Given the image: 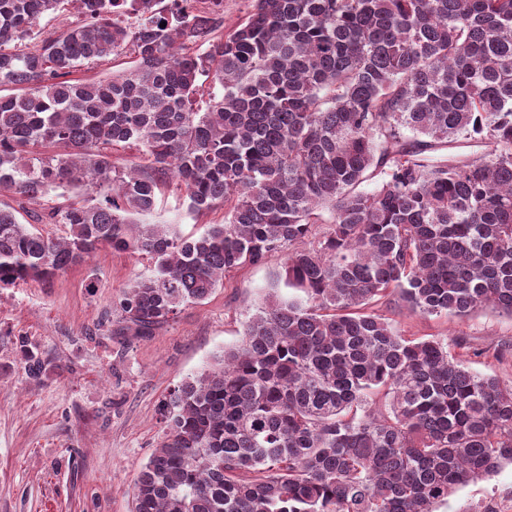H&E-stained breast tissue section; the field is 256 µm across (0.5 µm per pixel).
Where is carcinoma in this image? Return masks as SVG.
I'll return each instance as SVG.
<instances>
[{"instance_id":"1","label":"carcinoma","mask_w":512,"mask_h":512,"mask_svg":"<svg viewBox=\"0 0 512 512\" xmlns=\"http://www.w3.org/2000/svg\"><path fill=\"white\" fill-rule=\"evenodd\" d=\"M64 2L0 0V289L108 245L151 263L114 330L146 337L283 257L240 342L163 403L132 512H437L512 464V385L382 311L512 317V0H251L223 32L212 0H139L128 25L76 0L37 34ZM463 141L486 151L445 153ZM172 183L224 223L166 222Z\"/></svg>"}]
</instances>
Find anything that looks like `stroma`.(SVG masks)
<instances>
[{
	"label": "stroma",
	"mask_w": 512,
	"mask_h": 512,
	"mask_svg": "<svg viewBox=\"0 0 512 512\" xmlns=\"http://www.w3.org/2000/svg\"><path fill=\"white\" fill-rule=\"evenodd\" d=\"M273 256L226 278L204 304L146 339L116 336L120 291L141 258L102 246L43 282L0 290V512H131L134 481L164 434L161 406L187 376L242 337L243 323L280 265ZM406 335L460 337L467 365L512 384V318L424 317L387 309ZM36 344L44 373L20 365V340ZM512 506V466L470 483L439 512Z\"/></svg>",
	"instance_id": "35a3bbf8"
}]
</instances>
